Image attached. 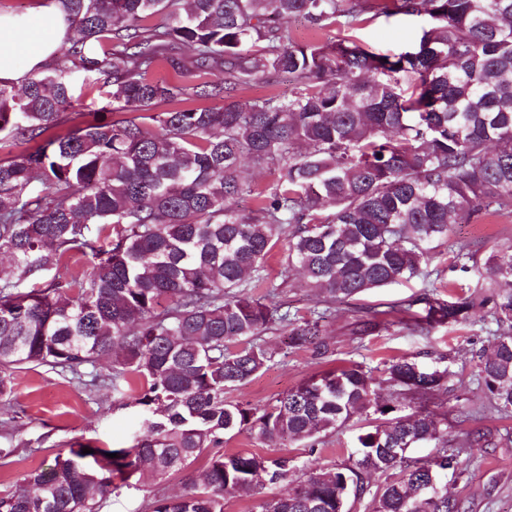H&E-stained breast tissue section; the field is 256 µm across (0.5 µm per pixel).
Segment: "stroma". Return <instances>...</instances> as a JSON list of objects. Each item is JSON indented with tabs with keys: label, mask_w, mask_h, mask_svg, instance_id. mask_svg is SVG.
I'll return each instance as SVG.
<instances>
[{
	"label": "stroma",
	"mask_w": 512,
	"mask_h": 512,
	"mask_svg": "<svg viewBox=\"0 0 512 512\" xmlns=\"http://www.w3.org/2000/svg\"><path fill=\"white\" fill-rule=\"evenodd\" d=\"M426 25L427 20L422 16H382L368 19L355 35L366 48L392 54L408 49ZM74 86L78 101L66 113L59 133L102 117L121 119V112L114 110L102 84L80 72L74 76ZM458 243L478 262H485L492 250L512 245V213L490 212L478 215L472 223L452 225L449 243L431 251L430 264L441 270L440 280L414 278L372 290L340 306L323 324L332 357L319 355L312 346L290 347L279 333H265L262 342L271 355L270 362L249 381L226 390L225 400L261 409L312 374L330 368L332 363H359L372 369L378 377L386 360L410 356L427 366L448 369L450 373L442 399L448 412L450 439H463L466 432L476 428L512 433V415H504L490 405L477 376L475 355L494 339L496 325L491 317L476 311L464 322L427 335L401 325L383 326L367 336L355 331L363 310L382 309L403 297L424 292L444 300L469 296L479 275L475 270L465 271L456 266L454 246ZM287 246V241L279 242L266 261V270L277 286L279 299L303 316L315 307L316 297L298 273L281 277L280 262ZM15 390L25 413L12 421L9 437L0 439L1 447L9 445L15 450L7 464H0V487L47 466L57 453L67 451L75 442L109 449L129 447L140 426L141 416L137 408L129 405L125 395L109 389L89 394L39 368L19 370ZM365 423L364 417H355L350 425L329 434L313 449L289 439L269 447L247 431L225 436L224 449L229 453L246 451L262 457L287 455L301 465L344 464L353 453L355 437ZM460 460L463 475L447 474L441 480V490L447 491L449 497L461 499L466 512H512V443L494 448H465ZM206 462V457H199L187 469L164 477L147 473L115 477L101 512H150L149 505L156 495L180 493L186 480L196 475Z\"/></svg>",
	"instance_id": "35a3bbf8"
}]
</instances>
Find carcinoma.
<instances>
[{"mask_svg": "<svg viewBox=\"0 0 512 512\" xmlns=\"http://www.w3.org/2000/svg\"><path fill=\"white\" fill-rule=\"evenodd\" d=\"M69 48L29 74L21 92L0 82V134L39 144L0 160V407L14 410L15 372L47 371L93 392L110 388L140 408L129 448L76 443L46 468L0 490V512H100L114 474L185 469L206 450V469L183 492L153 500L151 512H224L228 496L254 498L255 512H351L372 493L371 512H462L430 486L459 464L448 448L439 397L448 369L409 358L385 363L390 398L358 363L314 374L257 410L224 400L271 359L260 343L288 333L294 347L330 353L319 313L289 318L286 303L252 292L283 236L281 275L301 270L331 312L356 296L418 275L450 226L484 211L512 210V0H58ZM426 16L408 50L381 54L351 36L322 45L291 43L296 17L320 29L350 30L362 16ZM194 54L193 68L184 50ZM173 80H153L158 65ZM99 75L122 112L173 108L146 127L133 117L51 130L74 94L71 75ZM295 83L221 108L252 79ZM277 173L255 191L242 162ZM40 180L42 189L32 188ZM245 192L255 205L234 207ZM81 254L92 268L28 277ZM486 278L510 287L489 297L446 301L428 293L389 305L419 332L489 307L497 337L477 369L497 411L512 412V248L492 252ZM413 407L406 414L404 409ZM377 423L355 440L349 463L304 471L286 457L226 453L224 436L256 432L315 448L360 414ZM427 443V460L392 448ZM496 445L473 430L463 445ZM91 453H83V448ZM291 484L288 494L264 491ZM378 476L371 489L366 478Z\"/></svg>", "mask_w": 512, "mask_h": 512, "instance_id": "cac0c4a2", "label": "carcinoma"}]
</instances>
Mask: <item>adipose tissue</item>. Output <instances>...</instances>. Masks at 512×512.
Returning a JSON list of instances; mask_svg holds the SVG:
<instances>
[{
    "label": "adipose tissue",
    "mask_w": 512,
    "mask_h": 512,
    "mask_svg": "<svg viewBox=\"0 0 512 512\" xmlns=\"http://www.w3.org/2000/svg\"><path fill=\"white\" fill-rule=\"evenodd\" d=\"M66 27L55 0L31 15L0 14V82L23 84L29 72L49 64L63 46Z\"/></svg>",
    "instance_id": "ef3b65f1"
}]
</instances>
